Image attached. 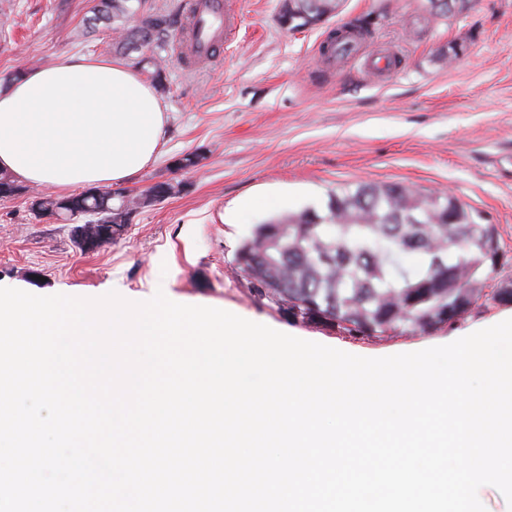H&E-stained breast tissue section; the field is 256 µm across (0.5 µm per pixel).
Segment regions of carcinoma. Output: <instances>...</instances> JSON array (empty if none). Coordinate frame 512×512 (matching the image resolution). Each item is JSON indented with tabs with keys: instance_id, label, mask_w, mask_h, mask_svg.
Returning <instances> with one entry per match:
<instances>
[{
	"instance_id": "1",
	"label": "carcinoma",
	"mask_w": 512,
	"mask_h": 512,
	"mask_svg": "<svg viewBox=\"0 0 512 512\" xmlns=\"http://www.w3.org/2000/svg\"><path fill=\"white\" fill-rule=\"evenodd\" d=\"M142 8V0H97L92 20L112 30V51L128 56L166 47L175 14L150 9L137 24ZM329 9L333 0H288L281 20L286 25L299 13L316 17ZM23 191L0 173V198ZM31 210L38 217L57 210L98 215L93 248L111 241L132 216L112 197L86 191L35 199ZM410 255L418 262L408 263ZM499 260L496 226L470 222L453 196L368 182L329 195L322 212L306 208L256 225L235 255L258 296L288 304L296 319L355 338L455 324L484 296Z\"/></svg>"
}]
</instances>
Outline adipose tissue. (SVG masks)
<instances>
[{"instance_id":"adipose-tissue-1","label":"adipose tissue","mask_w":512,"mask_h":512,"mask_svg":"<svg viewBox=\"0 0 512 512\" xmlns=\"http://www.w3.org/2000/svg\"><path fill=\"white\" fill-rule=\"evenodd\" d=\"M166 128L156 89L122 63L28 68L0 91V171L55 192L124 183L155 161Z\"/></svg>"}]
</instances>
